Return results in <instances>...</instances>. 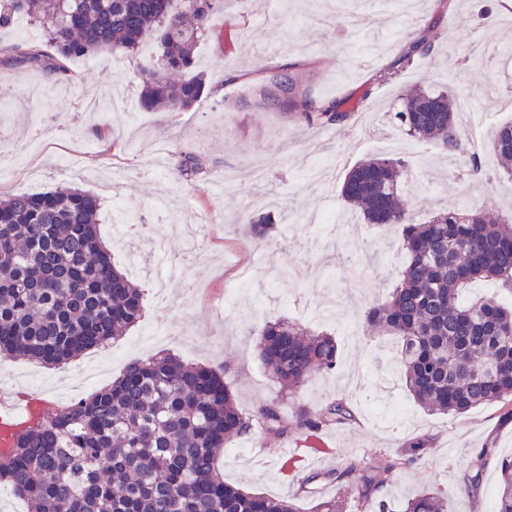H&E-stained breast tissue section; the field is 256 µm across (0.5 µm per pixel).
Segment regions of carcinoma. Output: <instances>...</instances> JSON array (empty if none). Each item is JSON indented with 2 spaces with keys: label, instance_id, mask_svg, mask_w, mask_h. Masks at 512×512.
<instances>
[{
  "label": "carcinoma",
  "instance_id": "cac0c4a2",
  "mask_svg": "<svg viewBox=\"0 0 512 512\" xmlns=\"http://www.w3.org/2000/svg\"><path fill=\"white\" fill-rule=\"evenodd\" d=\"M224 0H0V30L24 16L40 42L0 43V64L40 66L49 83L68 81L66 61L100 54L136 55L152 39L159 51L139 65L140 101L150 111L182 112L205 91L195 49L222 16ZM49 46L47 52L43 46ZM430 53L418 42L400 59L412 65ZM267 103L296 111L309 126H330L349 113L317 105L294 76L277 73ZM388 113L406 136L429 143L448 161L469 158V181L482 176L441 87H414ZM490 149L512 179V122L499 126ZM176 171L204 184L209 169L181 151ZM407 169L390 157H369L345 175L343 200L369 224L402 228L406 262L388 297L364 312V326L392 336L406 389L423 407L461 415L500 403L512 414V307L495 295L466 299L475 281L512 291V224L491 209L454 205L424 224L413 222L402 187ZM99 203L76 188L15 194L0 200V357L21 356L56 366L123 336L141 318L143 292L111 262L97 233ZM263 238L273 228L263 214L248 217ZM273 381L288 390L312 373H332L336 339L296 322H268L255 336ZM356 419L344 397L321 409L283 414L270 402L251 418L238 408L215 370L171 356L131 361L112 384L21 430L0 456V484L25 499L30 512H300L294 500L247 493L224 481L216 458L224 445L258 422L284 438L339 427ZM431 440L416 436L396 456L353 460L307 476L347 488L368 512L405 465L427 456ZM495 512H512V458L498 463ZM403 512H452L448 498L426 492Z\"/></svg>",
  "mask_w": 512,
  "mask_h": 512
}]
</instances>
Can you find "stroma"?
<instances>
[{
	"instance_id": "obj_1",
	"label": "stroma",
	"mask_w": 512,
	"mask_h": 512,
	"mask_svg": "<svg viewBox=\"0 0 512 512\" xmlns=\"http://www.w3.org/2000/svg\"><path fill=\"white\" fill-rule=\"evenodd\" d=\"M483 8L486 22L474 24L472 14ZM488 39L512 45V0H428L410 16L398 0H226L222 27L195 51L206 91L191 109L176 113L142 107L139 63L131 57L71 61V80L53 87L38 68L0 64V104L11 106L0 160L32 135L50 144L31 161L39 176L0 183V199L82 189L102 204L98 233L113 263L125 265L127 254L137 253L130 275L145 291V309L137 325L113 341L108 380L132 359L171 354L222 374L249 416L272 401L291 414L346 396L358 420L334 431L336 465L400 453L415 436L432 440L429 455L399 471L382 492L393 512L425 491L445 493L467 512H492L495 459L512 454V418L497 404L464 415L431 412L406 390L393 338L365 334L362 327L364 309L386 297L405 261L401 229L365 223L339 196L346 170L384 155L408 169L403 191L416 223L463 197L503 212L512 206V197L498 189L457 180L439 149L408 138L387 120L404 89L445 85L470 98L481 118L475 135L489 142L496 126L512 121V106L503 103L512 68L443 63ZM415 41L431 43L436 59L399 68ZM285 66L313 99L363 96L367 104L343 124L305 125L260 99L267 76ZM119 93L127 104L123 112H92L81 103L86 95L107 100ZM184 149L212 161L203 187L179 178L175 158ZM116 202L139 224L122 242L112 237ZM257 210L272 213L277 224L265 240L243 221ZM157 241L176 269L163 292L157 288ZM280 318L332 333L340 349L336 372L312 374L287 396L255 346L256 331ZM97 359L89 350L46 368L6 358L0 360V384H39L52 394L83 398L102 387L81 380ZM301 442L298 436L265 437L256 426L225 447L218 469L226 482L250 493L295 498L301 512H315L334 496L345 512H359L344 488L304 485L310 467L281 481V455ZM483 450L492 460L472 494L466 474L471 456Z\"/></svg>"
}]
</instances>
